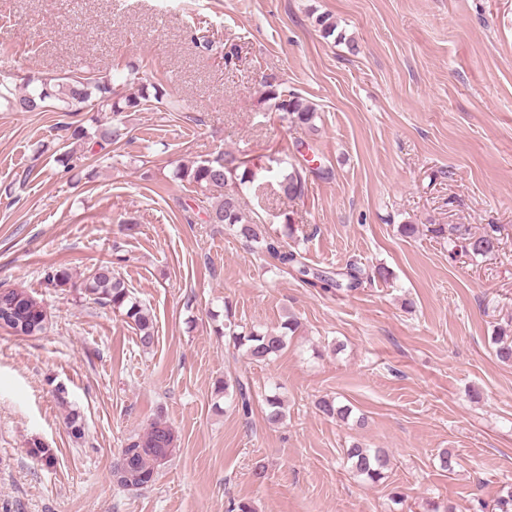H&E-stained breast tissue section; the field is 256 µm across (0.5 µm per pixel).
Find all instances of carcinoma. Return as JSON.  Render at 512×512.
I'll return each mask as SVG.
<instances>
[{
  "label": "carcinoma",
  "instance_id": "obj_1",
  "mask_svg": "<svg viewBox=\"0 0 512 512\" xmlns=\"http://www.w3.org/2000/svg\"><path fill=\"white\" fill-rule=\"evenodd\" d=\"M28 90L19 95L11 82H0V106L16 112H83L89 108L112 113V120L106 123L96 121L94 131L78 124L63 126L69 141L65 152V163H70L83 152V145L95 141L98 145L116 144L125 135L122 114L141 112L148 109L152 101L160 102L165 96L161 84L141 83L137 91L128 92L114 85L110 75L72 74L62 77L44 78L38 84L26 81ZM266 98L273 101L280 119L292 127L315 129L317 109L313 104L297 96L281 84L265 80ZM256 173L247 163L234 155L224 153L213 159L194 162L190 167L178 168L175 177L186 181L202 195L214 189L224 190L223 199L209 212V219L215 224H225L233 235L245 242H256L260 238L259 224L254 217L245 214L240 207L239 186L251 183ZM281 193L289 199L304 197L307 189V169L300 164L291 165V171L279 180ZM498 228L490 226L481 233H473L463 225L451 227V234L464 244L470 255L486 256L493 253L499 244ZM266 252L282 266L295 270L310 286L325 292L346 289L352 291L362 283L363 271L351 265L342 272L331 276L315 272L303 261L296 251L290 250L279 239L264 238ZM81 298L89 303L112 310V313L134 324L138 331V343L142 350L151 349L155 343L154 325L150 311L131 296L123 278L115 273L112 263L103 262L96 266L82 280L79 288ZM0 319L7 321L14 334L36 336L43 332L47 319L45 310L38 309L37 299L24 289H0ZM298 328V321L290 317L281 323L280 331L268 332L250 330L237 332L229 329L228 335L233 346L245 349L246 355L254 361H265L282 351L286 346L288 333ZM495 355L503 363H512V330L496 329L492 337ZM58 403L65 408V424L70 435L76 440L85 437V426L80 412L67 399L66 390L59 386L54 389ZM235 394L232 401L237 410L247 416L252 410L250 388L241 378L236 377L217 384L215 395ZM264 403L267 419L278 422L284 417L283 400L276 393L267 394ZM319 410L328 417L345 419L351 410L338 406L333 399L318 402ZM177 447L173 428L164 415H157L148 427L126 438L118 450L116 462L111 469L114 482L127 490H145L158 479L163 464L159 458L165 449ZM27 453L46 467L55 463L52 449L37 439L28 442ZM345 456L351 469L368 483H377L385 478L391 464L388 453L380 448H361L354 445L346 449Z\"/></svg>",
  "mask_w": 512,
  "mask_h": 512
}]
</instances>
